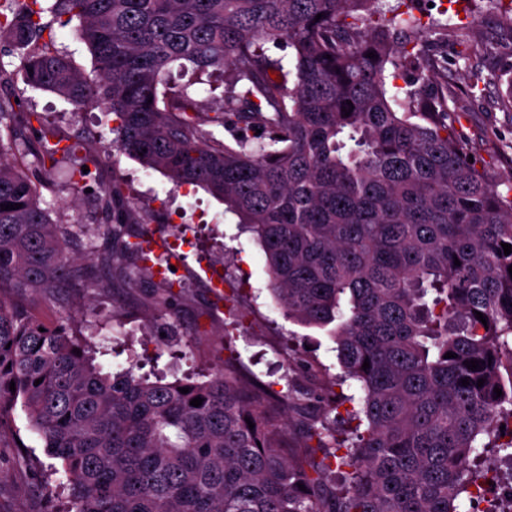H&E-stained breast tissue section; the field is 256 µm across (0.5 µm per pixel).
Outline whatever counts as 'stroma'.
<instances>
[{
    "instance_id": "35a3bbf8",
    "label": "stroma",
    "mask_w": 512,
    "mask_h": 512,
    "mask_svg": "<svg viewBox=\"0 0 512 512\" xmlns=\"http://www.w3.org/2000/svg\"><path fill=\"white\" fill-rule=\"evenodd\" d=\"M410 12L422 21L447 24L445 40L431 44L448 75V103L455 127L479 166L493 177L512 173V112L499 101L512 82L499 62L512 52V29L503 23L512 0H413ZM484 81L481 95H467L472 75ZM27 107L40 113L48 142L94 127V115L75 110L62 97L25 84L15 89ZM96 129L87 149L101 157L89 193L71 197L61 188L43 190L42 199L59 224L84 228L79 254L93 256L105 245V216L92 190L113 177L127 184L132 205L149 204L148 224L131 223L135 236L150 231L158 243L179 241L171 278L183 286L172 304L156 303L154 280L136 287L111 284L98 270L99 289L79 294L67 309L44 303L34 308L43 324L62 323L95 348L104 370L127 368L142 360L145 370L174 369L176 377H201L229 359H241L249 382L271 383L288 375L294 387L318 398L340 371L328 331L301 327L285 316L268 289L269 276L260 245L235 215L206 190L177 187L161 172L126 156H115L108 129ZM43 456L39 437L28 428L22 410L0 427V512H42L36 474L19 463L20 452Z\"/></svg>"
}]
</instances>
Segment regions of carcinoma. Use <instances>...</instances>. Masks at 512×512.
I'll return each instance as SVG.
<instances>
[{
    "label": "carcinoma",
    "mask_w": 512,
    "mask_h": 512,
    "mask_svg": "<svg viewBox=\"0 0 512 512\" xmlns=\"http://www.w3.org/2000/svg\"><path fill=\"white\" fill-rule=\"evenodd\" d=\"M378 3L0 0V40L19 55L13 69L0 63V205L21 204L0 209V427L22 407L75 512H458L498 479L482 452L512 459V428L500 429L512 419V253L502 247L512 245V178L489 177L456 135L448 81L426 53L446 26ZM74 19L89 75L54 47L53 25ZM270 41L288 61L266 53ZM181 60L192 78L160 91ZM204 75L223 81L221 106L200 99ZM20 79L98 111L118 153L207 190L248 225L288 319L337 323L341 374L324 398L313 404L290 385L248 392L237 359L203 382L104 373L66 327L33 318L43 302L100 286L75 268L82 230L40 205L39 176L92 133L40 149V113L9 92ZM16 154L33 156L31 168ZM89 165L99 157L87 151L72 189ZM96 201L109 243L94 266L128 285L153 275L152 235L131 242L117 230L147 209L127 205L118 177ZM349 379L363 407L339 431L330 413L347 398L333 386ZM275 399L311 415L290 459L287 424L267 411ZM24 461L43 471L50 500L57 468Z\"/></svg>",
    "instance_id": "1"
}]
</instances>
